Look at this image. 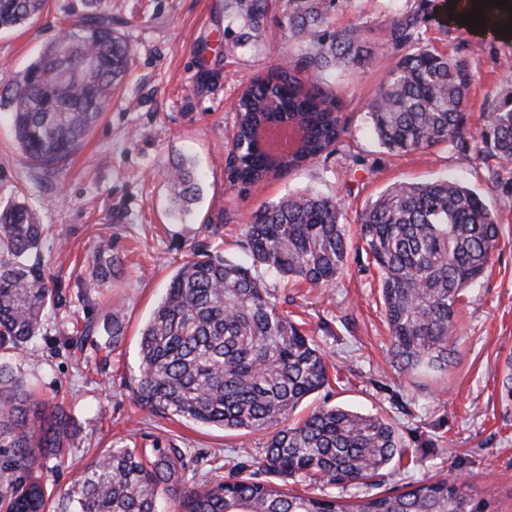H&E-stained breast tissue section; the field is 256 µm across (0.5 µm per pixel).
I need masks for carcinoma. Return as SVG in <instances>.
Returning a JSON list of instances; mask_svg holds the SVG:
<instances>
[{
    "instance_id": "obj_1",
    "label": "carcinoma",
    "mask_w": 512,
    "mask_h": 512,
    "mask_svg": "<svg viewBox=\"0 0 512 512\" xmlns=\"http://www.w3.org/2000/svg\"><path fill=\"white\" fill-rule=\"evenodd\" d=\"M288 26L308 46L295 66H273L239 94L233 117L236 151L228 182L245 192L337 150L347 134L340 101L321 74L369 63L376 50L358 28L330 29L321 0H292ZM46 0H0V31L38 17ZM82 19L17 74L0 94L15 141L44 173L56 171L85 140L128 69L130 45L112 19L87 0ZM417 11L392 18L389 40L399 54L368 104L380 144L406 154L460 136L470 73L414 38ZM481 143L512 158V94L487 114ZM173 203L197 197L194 174L179 163L168 173ZM362 249L376 264L391 354L400 369L443 374L456 355L458 303L487 271L500 225L482 198L458 181H401L366 203ZM52 225L39 223L21 199L0 206V350L40 340L48 314L69 306L32 259ZM252 267L220 253L183 263L140 334V367L132 387L138 406L160 417L216 425L240 436L263 434L253 465H233L227 480L187 477L189 460L173 441L145 436L112 448L65 487L48 483L49 460L62 462L71 418L56 403L33 399L24 374L0 363V509L5 512H162V496L180 491L179 512H492L466 479L428 476L408 491L394 488L343 501L342 493L283 492L258 472L343 490L374 485L399 454L401 439L380 414L323 404L304 419L290 416L329 385L328 363L314 340L278 307L253 273L260 266L313 288L336 284L352 243L336 198L309 191L264 205L244 225ZM119 259L101 243L91 276L116 274ZM93 336L123 339L117 317L87 322L72 348Z\"/></svg>"
}]
</instances>
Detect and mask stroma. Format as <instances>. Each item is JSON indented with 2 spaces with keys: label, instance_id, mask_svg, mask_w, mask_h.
Here are the masks:
<instances>
[{
  "label": "stroma",
  "instance_id": "35a3bbf8",
  "mask_svg": "<svg viewBox=\"0 0 512 512\" xmlns=\"http://www.w3.org/2000/svg\"><path fill=\"white\" fill-rule=\"evenodd\" d=\"M449 0H323L334 27H359L378 56L363 68L326 75L322 87L340 101L348 133L338 151L282 178L242 193L229 187L224 164L231 148L234 103L241 89L271 65L298 55L291 39V0H267L260 31L244 21L249 0H102L112 27L132 48L129 71L100 122L64 167L34 169L0 112V204L25 198L55 233L39 248L43 268L70 295L86 294L78 312L50 314L45 335H72L74 326L118 315L124 341L115 349L87 343L80 352L36 343L6 355L35 387L37 401L64 403L77 427L57 475L73 481L99 453L142 441L172 439L199 459V474L227 475L228 462L263 439L174 416L160 418L136 405L139 336L176 270L195 251L219 247L248 263L243 226L262 205L294 191L336 197L350 231L358 211L391 183L451 175L477 192L500 224L487 273L462 297L458 356L447 373L401 371L392 359L379 274L365 252H351L331 288L266 276L280 307L326 355L330 384L298 410L328 403L382 412L404 443L384 471L385 487H406L428 475L466 477L493 512H512V397L502 389L512 357V165L476 150L484 114L512 92V14L486 7L477 28L453 21ZM416 7L422 44L465 61L471 74L463 134L468 149L450 144L405 155L387 152L367 117V104L395 51L386 25ZM85 12V0H49L23 27L0 32V92L44 46ZM357 164H348V156ZM191 165L200 195L190 213L172 209L167 172ZM107 241L121 257L112 281L97 284L89 261Z\"/></svg>",
  "mask_w": 512,
  "mask_h": 512
}]
</instances>
